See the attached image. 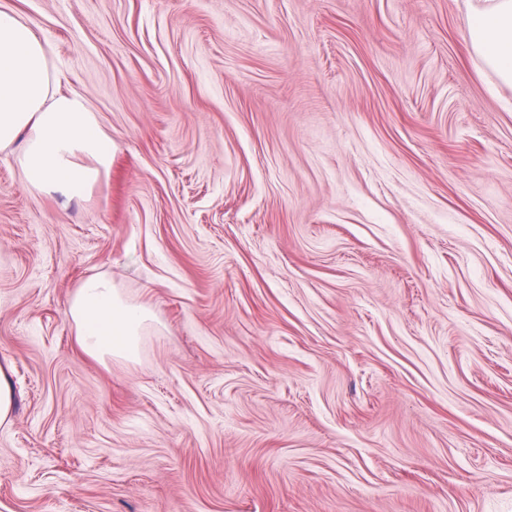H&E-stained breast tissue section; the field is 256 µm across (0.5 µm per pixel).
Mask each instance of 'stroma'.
Masks as SVG:
<instances>
[{
	"mask_svg": "<svg viewBox=\"0 0 512 512\" xmlns=\"http://www.w3.org/2000/svg\"><path fill=\"white\" fill-rule=\"evenodd\" d=\"M116 145L0 150V512H512V85L467 0H0ZM156 321L73 348L79 282Z\"/></svg>",
	"mask_w": 512,
	"mask_h": 512,
	"instance_id": "stroma-1",
	"label": "stroma"
}]
</instances>
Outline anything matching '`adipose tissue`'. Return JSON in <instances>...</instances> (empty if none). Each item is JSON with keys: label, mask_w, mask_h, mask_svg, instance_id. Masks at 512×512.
<instances>
[{"label": "adipose tissue", "mask_w": 512, "mask_h": 512, "mask_svg": "<svg viewBox=\"0 0 512 512\" xmlns=\"http://www.w3.org/2000/svg\"><path fill=\"white\" fill-rule=\"evenodd\" d=\"M466 26L470 52L512 85V0H468ZM57 83L34 23L0 7V149L18 145L26 188L67 203L87 197L110 170L114 145L83 97L58 93ZM67 317L79 350L104 361L134 359L153 314L97 273L79 283Z\"/></svg>", "instance_id": "adipose-tissue-1"}]
</instances>
